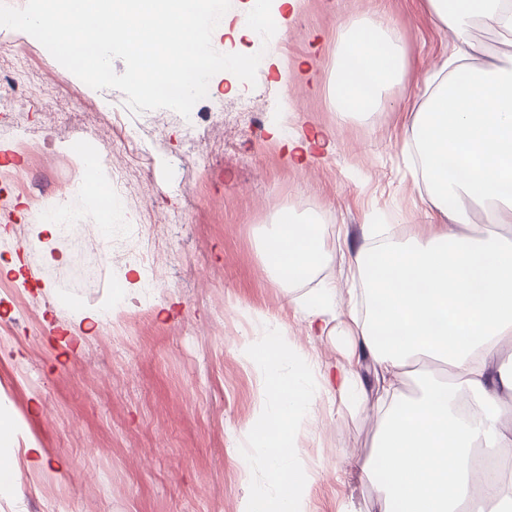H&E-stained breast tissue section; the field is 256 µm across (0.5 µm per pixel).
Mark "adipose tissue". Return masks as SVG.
Segmentation results:
<instances>
[{"label": "adipose tissue", "mask_w": 512, "mask_h": 512, "mask_svg": "<svg viewBox=\"0 0 512 512\" xmlns=\"http://www.w3.org/2000/svg\"><path fill=\"white\" fill-rule=\"evenodd\" d=\"M454 38L427 77L412 133L432 214L425 240L364 242L353 260L370 307L348 333L369 357L377 391L387 397L373 452L361 471L376 486L377 512H461L488 496L495 512H512V480L483 491L471 467L479 448L512 449V68L471 64L467 33L476 19L512 34V0H428ZM333 100L339 112L375 111L383 92L402 76L404 50L383 23L348 22L338 32ZM74 154L84 187L102 201L100 224L123 219L104 179L105 154L82 145ZM484 207L493 231L463 232L469 204ZM315 225H275L265 265L281 282L307 278L329 261ZM238 355L261 383L253 418L241 432L245 462L266 470L245 512H308L313 474L298 441L312 389L357 395L367 403L359 373L345 366L314 375L286 329L258 316ZM421 359L445 366L425 378L416 396L400 384Z\"/></svg>", "instance_id": "adipose-tissue-1"}]
</instances>
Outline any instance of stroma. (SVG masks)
I'll use <instances>...</instances> for the list:
<instances>
[{
	"instance_id": "stroma-1",
	"label": "stroma",
	"mask_w": 512,
	"mask_h": 512,
	"mask_svg": "<svg viewBox=\"0 0 512 512\" xmlns=\"http://www.w3.org/2000/svg\"><path fill=\"white\" fill-rule=\"evenodd\" d=\"M382 10L404 47V76L375 112L349 119L330 100L336 30ZM475 62L512 68V45L496 29L474 25ZM20 61L0 64V86L25 77L22 100L8 104L11 123L48 136L59 154L42 166L14 133L0 131V170L23 177L22 187L0 188V262H19L24 281L0 275V397L25 424L43 462L21 468L13 488L0 492V512H244L251 491L265 482L261 464L244 471L239 432L259 395L255 373L236 346L250 335L256 314L284 325L295 346L318 367L346 364L353 347L344 324L329 336L307 333L305 311L322 289L336 291L344 313L360 279L348 250L362 243L361 227L403 239L431 232L425 191L408 154L406 109L420 102L427 76L439 65L449 32L426 0H299L295 18L262 43L253 30L217 38L221 53L265 51L279 60L265 84L249 85L223 71L198 112L268 95L255 123L235 137L236 155L198 166L189 135L209 137L211 126L169 109L129 111L119 90H96L57 62L31 35L0 26ZM138 126L149 169L130 163L131 187L120 204L138 216L166 256L155 284L143 286L116 320L101 324L83 345L63 343L71 312L107 307L123 270L87 254L90 279L72 271L74 242L97 250L127 241L128 223L104 233L97 208L81 191L84 173L75 144L112 147L104 117L113 111ZM71 113L69 123L54 115ZM323 132L330 150L313 161L290 163L270 129ZM67 195L68 232L45 243L35 231L37 205L53 208ZM319 226L331 259L305 281L282 285L265 269L260 241L284 218ZM346 233L340 250L338 233ZM51 248L56 262L43 260ZM374 403L323 392L314 395L301 445L316 471L309 512H373L376 490L355 466L369 456L379 428Z\"/></svg>"
}]
</instances>
